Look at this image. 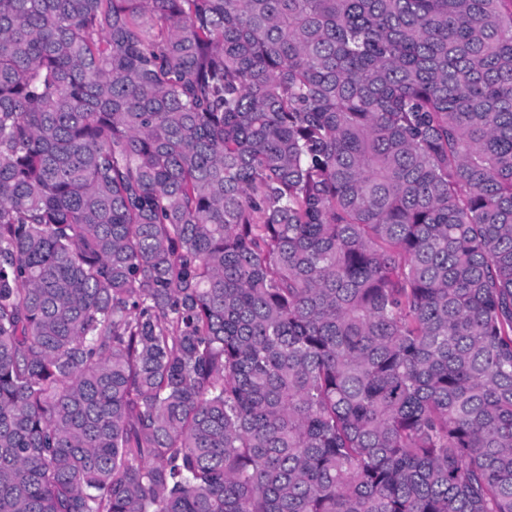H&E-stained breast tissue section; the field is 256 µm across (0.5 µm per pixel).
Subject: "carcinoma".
Listing matches in <instances>:
<instances>
[{
    "instance_id": "1",
    "label": "carcinoma",
    "mask_w": 512,
    "mask_h": 512,
    "mask_svg": "<svg viewBox=\"0 0 512 512\" xmlns=\"http://www.w3.org/2000/svg\"><path fill=\"white\" fill-rule=\"evenodd\" d=\"M0 512H512V0H0Z\"/></svg>"
}]
</instances>
